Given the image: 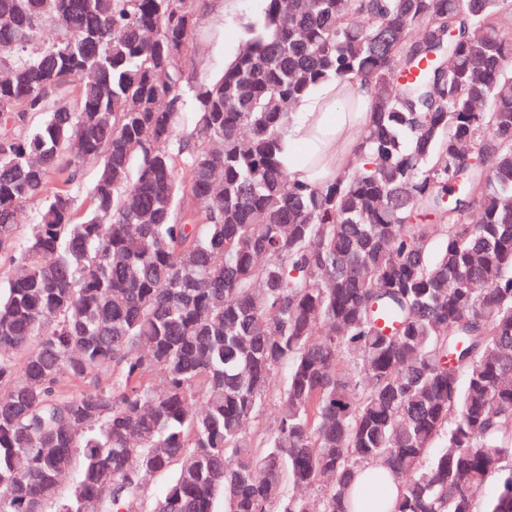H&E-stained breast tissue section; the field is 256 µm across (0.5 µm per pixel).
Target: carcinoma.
Wrapping results in <instances>:
<instances>
[{"instance_id":"1","label":"carcinoma","mask_w":512,"mask_h":512,"mask_svg":"<svg viewBox=\"0 0 512 512\" xmlns=\"http://www.w3.org/2000/svg\"><path fill=\"white\" fill-rule=\"evenodd\" d=\"M264 2L199 82L207 0H0V512H512V0ZM375 90L359 89V112L339 109L336 80H328L312 88L297 105L288 126L281 161L292 179L314 184L329 178L344 163L347 148L359 136L369 112ZM338 110L339 112H336ZM336 144L342 149L336 151ZM309 149L305 154L301 148ZM317 158V163L311 161Z\"/></svg>"}]
</instances>
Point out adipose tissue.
<instances>
[{"label": "adipose tissue", "mask_w": 512, "mask_h": 512, "mask_svg": "<svg viewBox=\"0 0 512 512\" xmlns=\"http://www.w3.org/2000/svg\"><path fill=\"white\" fill-rule=\"evenodd\" d=\"M374 95L373 87H360V109L354 113L340 111L333 80L320 83L303 97L289 123L281 154L293 180L318 183L343 164L344 150L358 138Z\"/></svg>", "instance_id": "ef3b65f1"}]
</instances>
